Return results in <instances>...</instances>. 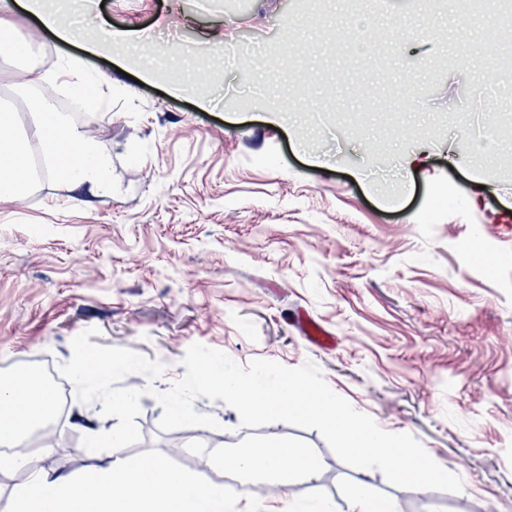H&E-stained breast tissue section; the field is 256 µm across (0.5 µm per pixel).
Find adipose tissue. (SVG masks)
I'll list each match as a JSON object with an SVG mask.
<instances>
[{"instance_id": "obj_1", "label": "adipose tissue", "mask_w": 512, "mask_h": 512, "mask_svg": "<svg viewBox=\"0 0 512 512\" xmlns=\"http://www.w3.org/2000/svg\"><path fill=\"white\" fill-rule=\"evenodd\" d=\"M34 112L45 153L52 160L58 177L68 183L99 187L107 182V159L100 153L94 136L74 126L66 113L56 111L48 97L29 103ZM33 181L28 152L15 133V117L0 108V200L25 196ZM54 403L47 395H20L16 389L0 394V430L21 436L31 425L33 415L48 417ZM225 469L242 482L262 480L277 487L289 486L296 477L310 478L322 468L320 458L305 448L290 446L276 437L240 452L222 455Z\"/></svg>"}]
</instances>
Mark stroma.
I'll list each match as a JSON object with an SVG mask.
<instances>
[{
	"mask_svg": "<svg viewBox=\"0 0 512 512\" xmlns=\"http://www.w3.org/2000/svg\"><path fill=\"white\" fill-rule=\"evenodd\" d=\"M505 6L72 0L64 15L88 35L109 27L132 38L92 54L87 38L66 43L25 10L6 14L33 38L28 58L0 49V103L12 104L26 148L41 146L31 71L79 57L105 105L72 122L93 128L110 184L71 185L49 170L25 198L0 201V381L23 365L58 369L90 328L91 343L162 361L161 391L185 374L195 342L242 366L310 362L359 412L413 435L465 490L392 486L342 462L317 430L244 427L235 409L201 397L195 410L219 426L182 429L181 442L207 462L204 478L228 475L208 463L209 448L274 435L324 462L296 481V497L332 498L338 512L362 481L404 512H512V46L489 41L485 26ZM362 26L382 38L360 42ZM302 43L308 53L296 52ZM489 111L495 134L467 159L450 156ZM417 150L424 165L409 160ZM477 238L495 264L470 253ZM309 319L333 345L307 340ZM140 404L147 438L127 456L167 442L162 407L144 393ZM101 409L68 398L64 421L23 465L0 471V512L29 468L73 475V460L111 461L81 443L116 425ZM60 446L73 459L56 458Z\"/></svg>",
	"mask_w": 512,
	"mask_h": 512,
	"instance_id": "1",
	"label": "stroma"
}]
</instances>
